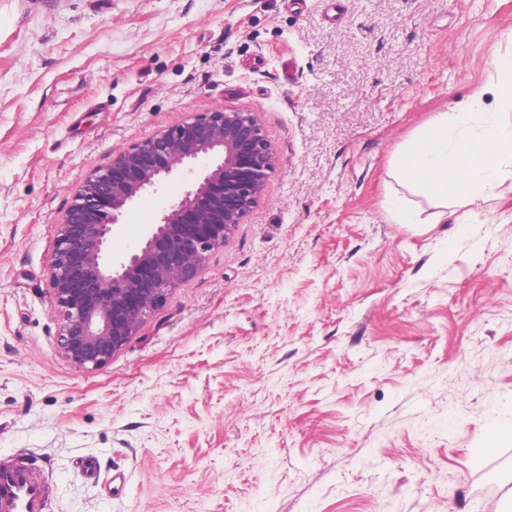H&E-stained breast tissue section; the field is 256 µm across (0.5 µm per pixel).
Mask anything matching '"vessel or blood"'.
<instances>
[{"label":"vessel or blood","instance_id":"b4317fda","mask_svg":"<svg viewBox=\"0 0 512 512\" xmlns=\"http://www.w3.org/2000/svg\"><path fill=\"white\" fill-rule=\"evenodd\" d=\"M50 493L40 470L0 460V512H47Z\"/></svg>","mask_w":512,"mask_h":512}]
</instances>
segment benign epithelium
Segmentation results:
<instances>
[{"mask_svg":"<svg viewBox=\"0 0 512 512\" xmlns=\"http://www.w3.org/2000/svg\"><path fill=\"white\" fill-rule=\"evenodd\" d=\"M277 155L257 113L199 112L112 155L55 225L48 294L60 315L57 352L97 370L192 280L264 195ZM194 175L120 260L106 258L112 226L170 179Z\"/></svg>","mask_w":512,"mask_h":512,"instance_id":"benign-epithelium-1","label":"benign epithelium"}]
</instances>
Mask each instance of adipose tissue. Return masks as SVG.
<instances>
[{
	"instance_id": "adipose-tissue-1",
	"label": "adipose tissue",
	"mask_w": 512,
	"mask_h": 512,
	"mask_svg": "<svg viewBox=\"0 0 512 512\" xmlns=\"http://www.w3.org/2000/svg\"><path fill=\"white\" fill-rule=\"evenodd\" d=\"M391 175L403 191L386 209L400 224L419 221L407 193L443 203L488 194L512 182V121L477 101L435 113L398 146Z\"/></svg>"
}]
</instances>
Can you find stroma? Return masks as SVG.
Listing matches in <instances>:
<instances>
[{"mask_svg":"<svg viewBox=\"0 0 512 512\" xmlns=\"http://www.w3.org/2000/svg\"><path fill=\"white\" fill-rule=\"evenodd\" d=\"M511 30L512 0H0V458L44 470L48 512H499L512 192L450 202L463 227L385 201L405 139L493 104ZM224 107L275 147L263 198L111 362L74 369L57 222L113 154ZM386 209L396 224H417L420 223L417 212L409 205L407 199L400 194L389 196Z\"/></svg>","mask_w":512,"mask_h":512,"instance_id":"obj_1","label":"stroma"}]
</instances>
